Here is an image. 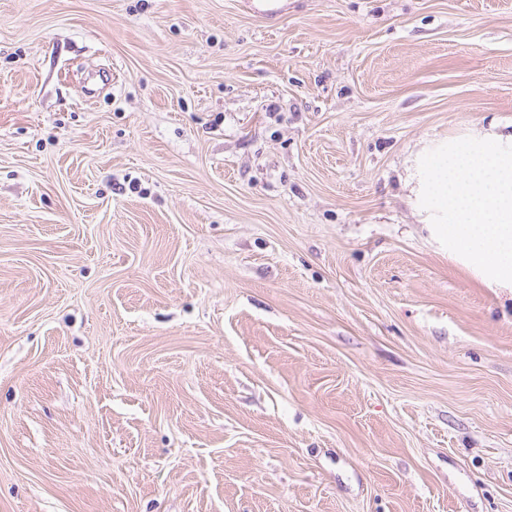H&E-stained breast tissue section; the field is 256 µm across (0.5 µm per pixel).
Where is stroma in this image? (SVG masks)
Wrapping results in <instances>:
<instances>
[{
    "mask_svg": "<svg viewBox=\"0 0 512 512\" xmlns=\"http://www.w3.org/2000/svg\"><path fill=\"white\" fill-rule=\"evenodd\" d=\"M512 123V0H0V512H512V292L402 180Z\"/></svg>",
    "mask_w": 512,
    "mask_h": 512,
    "instance_id": "35a3bbf8",
    "label": "stroma"
}]
</instances>
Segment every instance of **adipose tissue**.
Here are the masks:
<instances>
[{
    "instance_id": "1",
    "label": "adipose tissue",
    "mask_w": 512,
    "mask_h": 512,
    "mask_svg": "<svg viewBox=\"0 0 512 512\" xmlns=\"http://www.w3.org/2000/svg\"><path fill=\"white\" fill-rule=\"evenodd\" d=\"M403 187L449 259L486 288L512 289V129L475 127L427 143Z\"/></svg>"
}]
</instances>
